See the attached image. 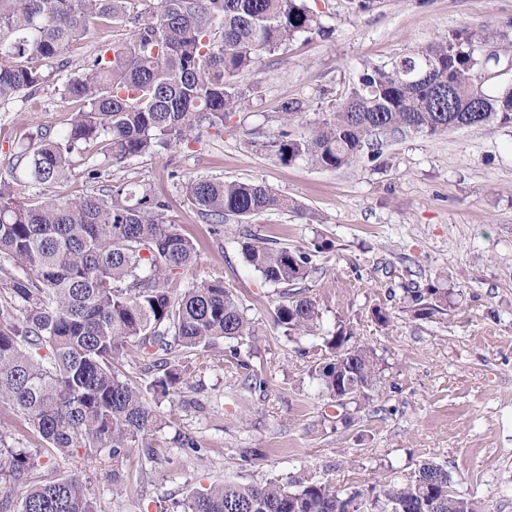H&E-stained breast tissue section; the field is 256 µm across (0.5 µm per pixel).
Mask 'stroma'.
<instances>
[{"mask_svg":"<svg viewBox=\"0 0 512 512\" xmlns=\"http://www.w3.org/2000/svg\"><path fill=\"white\" fill-rule=\"evenodd\" d=\"M322 32L261 54L240 76L245 94L222 137L171 146L104 171L107 179L150 185L165 196L166 223L196 241L195 265L179 287L223 278L252 318L250 370L229 356L232 341L184 352L173 395L154 401L146 447L129 451L112 488V460L41 457L33 481L75 473L97 512H160L164 503L222 481L261 482L304 474L348 488L406 482L426 461L443 464L458 493L482 512H512V126L451 129L435 136L382 134L379 156L326 170L281 163L279 132L300 135L333 112L366 68L391 64L448 33L483 27L505 33L512 54V0H309ZM132 28L93 26L60 57V80ZM304 102L283 125L284 101ZM78 103L51 89L0 109V177L15 147L38 130L60 131ZM201 177L254 181L294 200L299 212L268 211L208 224L182 185ZM255 238L309 252L300 282L322 308V330L344 321L356 342L386 365L374 400L352 426L332 430L336 408L318 394L310 370L322 340L288 341L272 321L281 286L242 258ZM435 284L446 311L415 317L406 291ZM388 308L390 325L372 311ZM257 380H248V372Z\"/></svg>","mask_w":512,"mask_h":512,"instance_id":"35a3bbf8","label":"stroma"}]
</instances>
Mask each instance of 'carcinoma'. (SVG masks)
Wrapping results in <instances>:
<instances>
[{"instance_id":"carcinoma-1","label":"carcinoma","mask_w":512,"mask_h":512,"mask_svg":"<svg viewBox=\"0 0 512 512\" xmlns=\"http://www.w3.org/2000/svg\"><path fill=\"white\" fill-rule=\"evenodd\" d=\"M130 0H0V105L49 87L80 103L71 122L42 132L12 154L13 179L36 202L17 201L0 179V399L44 443L115 463L156 421L144 390L117 367L133 342L157 368L147 391L165 396L180 383V350L220 339L240 343L256 325L220 277L189 288L172 286L195 265L197 244L162 220L168 200L152 188L119 180L75 198L47 187L67 180L75 159L99 156L112 166L157 148L224 134L242 91L238 78L303 34L321 30L307 0H157L136 15L131 34L99 50L66 82L54 63L95 24L127 18ZM482 30H460L389 66L372 67L336 111L304 136L284 130L273 142L286 164L305 158L339 169L371 147L370 138L410 130L430 136L453 128L512 125V85L477 87ZM44 66L31 65L32 60ZM191 208L209 224L289 209L269 187L197 178L184 184ZM245 261L271 284L292 287L307 276L310 254L261 241L241 244ZM414 316L444 311L448 293L436 286L405 289ZM275 308L274 324L298 341L320 330L322 311L310 296ZM325 361L314 367L320 392L353 410L332 430L354 421L373 399L383 366L376 350L353 341L338 320L322 335ZM38 459L0 433V479L21 489L16 512H95L75 473L44 484L29 474ZM0 502V512L14 504ZM180 512H480L457 493L448 469L422 463L402 484L368 483L339 490L299 476L226 482L190 493Z\"/></svg>"}]
</instances>
